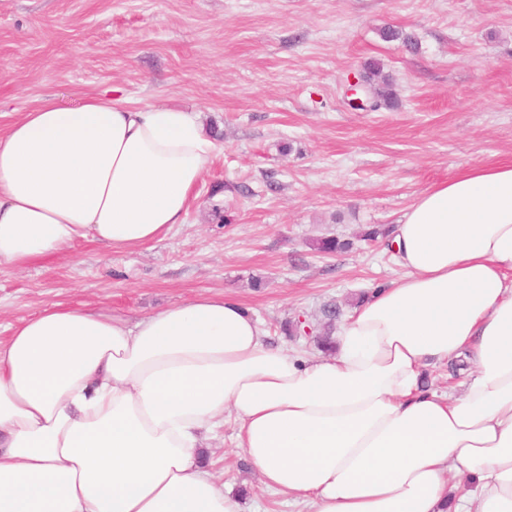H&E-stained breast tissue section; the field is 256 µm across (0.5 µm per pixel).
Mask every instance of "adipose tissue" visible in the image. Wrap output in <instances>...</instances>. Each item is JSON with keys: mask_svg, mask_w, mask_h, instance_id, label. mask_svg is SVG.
Returning <instances> with one entry per match:
<instances>
[{"mask_svg": "<svg viewBox=\"0 0 512 512\" xmlns=\"http://www.w3.org/2000/svg\"><path fill=\"white\" fill-rule=\"evenodd\" d=\"M215 149L193 112L52 99L0 131V265L183 223ZM405 274L310 360L204 293L136 322L45 305L0 341V512H242L203 450L233 416L261 482L307 512H512V160L422 192ZM465 359L460 396L425 367Z\"/></svg>", "mask_w": 512, "mask_h": 512, "instance_id": "obj_1", "label": "adipose tissue"}]
</instances>
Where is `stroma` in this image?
<instances>
[{"label": "stroma", "mask_w": 512, "mask_h": 512, "mask_svg": "<svg viewBox=\"0 0 512 512\" xmlns=\"http://www.w3.org/2000/svg\"><path fill=\"white\" fill-rule=\"evenodd\" d=\"M389 26L415 49L383 39ZM371 61L397 102L353 108L347 78ZM109 89L199 113L218 148L163 239L1 266L0 340L49 303L135 321L221 292L308 358L401 275L388 236L421 192L512 158V0H0V130L46 98ZM372 228L381 236L365 240ZM331 237L351 249L316 250ZM301 318L313 335L292 333ZM206 458L245 512H292L236 448L233 422Z\"/></svg>", "instance_id": "obj_1"}]
</instances>
